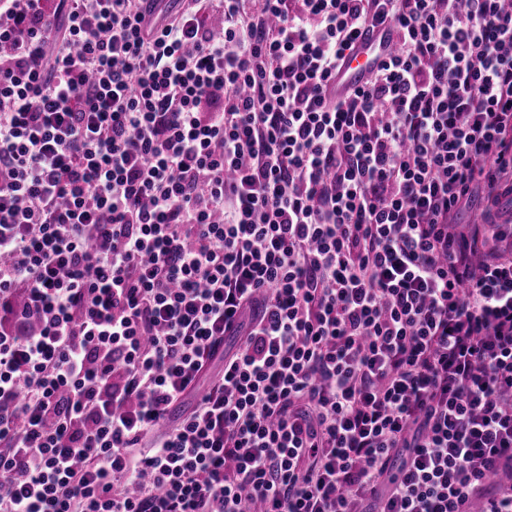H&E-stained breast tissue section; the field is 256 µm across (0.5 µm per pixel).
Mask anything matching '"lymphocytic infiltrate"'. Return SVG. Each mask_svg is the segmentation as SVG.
Here are the masks:
<instances>
[{"label": "lymphocytic infiltrate", "mask_w": 512, "mask_h": 512, "mask_svg": "<svg viewBox=\"0 0 512 512\" xmlns=\"http://www.w3.org/2000/svg\"><path fill=\"white\" fill-rule=\"evenodd\" d=\"M509 193L512 0H0V512H512ZM394 47V38L384 28H367L354 46L352 56L336 76V89L364 81L375 60L388 57Z\"/></svg>", "instance_id": "obj_1"}]
</instances>
